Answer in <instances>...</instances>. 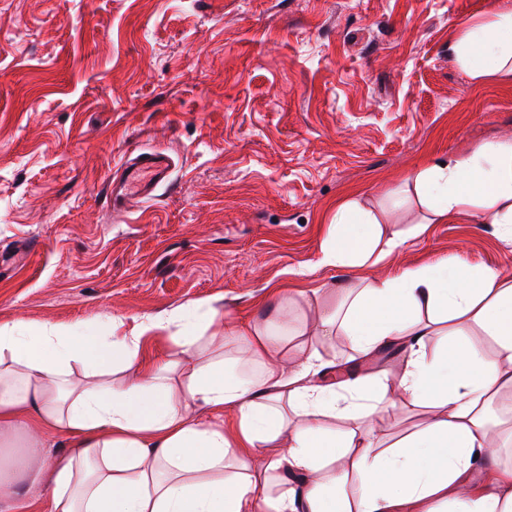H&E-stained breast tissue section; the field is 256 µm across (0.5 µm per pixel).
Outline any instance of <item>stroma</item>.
I'll return each instance as SVG.
<instances>
[{"mask_svg": "<svg viewBox=\"0 0 512 512\" xmlns=\"http://www.w3.org/2000/svg\"><path fill=\"white\" fill-rule=\"evenodd\" d=\"M512 0H0V325L66 330L207 302L248 320L319 266L338 204L512 134V74L450 44ZM161 151L125 212L109 184ZM448 258L512 273V238L429 225L378 274ZM120 169V176L110 187L114 208H124L134 197H151L157 186L166 181L170 161L164 153L143 152L132 160H126Z\"/></svg>", "mask_w": 512, "mask_h": 512, "instance_id": "stroma-1", "label": "stroma"}]
</instances>
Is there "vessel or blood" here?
<instances>
[{
    "label": "vessel or blood",
    "instance_id": "obj_1",
    "mask_svg": "<svg viewBox=\"0 0 512 512\" xmlns=\"http://www.w3.org/2000/svg\"><path fill=\"white\" fill-rule=\"evenodd\" d=\"M170 172V161L161 152H143L125 161L120 176L110 187L114 207H125L132 198L151 197L157 186L165 182Z\"/></svg>",
    "mask_w": 512,
    "mask_h": 512
}]
</instances>
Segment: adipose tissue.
<instances>
[{
	"mask_svg": "<svg viewBox=\"0 0 512 512\" xmlns=\"http://www.w3.org/2000/svg\"><path fill=\"white\" fill-rule=\"evenodd\" d=\"M451 53L476 80L512 67V9L462 28ZM407 206L416 234L466 213L511 237L512 136L417 169L381 205L341 203L320 266L397 252L385 226ZM277 301L244 324L190 303L128 329L1 325L0 512L36 487L53 512H512L488 418L512 394L511 274L444 260ZM149 333L167 343L152 360ZM338 335L367 369L317 382L318 345ZM388 347L398 372L372 367ZM398 402L428 418L397 438L379 419ZM51 433L66 451L50 454Z\"/></svg>",
	"mask_w": 512,
	"mask_h": 512,
	"instance_id": "ef3b65f1",
	"label": "adipose tissue"
}]
</instances>
